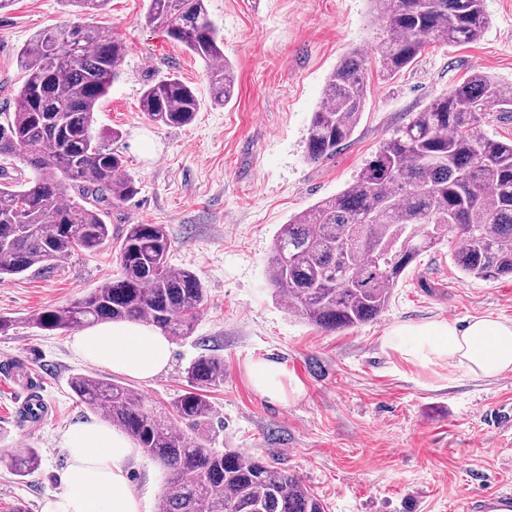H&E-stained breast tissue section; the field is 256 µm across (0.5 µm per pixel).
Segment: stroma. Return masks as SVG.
<instances>
[{
  "label": "stroma",
  "instance_id": "obj_1",
  "mask_svg": "<svg viewBox=\"0 0 512 512\" xmlns=\"http://www.w3.org/2000/svg\"><path fill=\"white\" fill-rule=\"evenodd\" d=\"M483 3L488 23L477 42L427 46L391 79L369 64L361 121L351 141L319 164L305 158L311 115L340 60L355 48L371 51L380 23L369 0H208L237 77L224 107L210 100L205 65L146 24L147 0H109L89 19L129 47L94 123L140 186L112 208V232L138 222L164 225L170 265L196 272L207 292L193 335L173 344L170 369L150 384H126L149 404L167 406L184 390L195 357L222 356L224 383L209 394L213 447L243 449L298 475L326 512H471V499L512 490V433L485 420L491 408L512 405V372L478 380L447 365L407 363L383 346L400 324L482 316L512 322V278L464 276L445 241L409 267L376 320L326 331L290 313L266 275L280 226L345 189L434 98L476 70L512 84V0ZM77 21L63 0H14L0 11V113L14 111L26 78L21 47L40 31ZM166 73L198 93L200 110L189 126L153 124L139 108L144 84ZM119 270L111 241L97 253L77 251L0 280V316L16 322L0 335V372L25 362L49 410L40 427H29L19 413L25 391L0 389V512L21 504L41 512L43 497L61 490L65 434L95 418L70 379L112 375L75 353L72 333H48L27 319L85 296ZM259 359L283 364L301 394L284 403L257 394L246 367ZM30 448L40 468L17 477L8 460ZM130 479L144 512H156L161 465L137 455Z\"/></svg>",
  "mask_w": 512,
  "mask_h": 512
}]
</instances>
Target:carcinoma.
Returning <instances> with one entry per match:
<instances>
[{"mask_svg": "<svg viewBox=\"0 0 512 512\" xmlns=\"http://www.w3.org/2000/svg\"><path fill=\"white\" fill-rule=\"evenodd\" d=\"M63 2L90 14L108 0ZM370 2L380 20L372 54L388 76L430 44L477 41L487 24L483 0ZM145 20L207 64L214 104L232 101L236 79L207 0H148ZM126 52L124 42L85 23L44 30L21 49L27 79L15 112L0 123V158L23 160L29 175L15 181L0 167V277L62 261L77 249L98 251L112 238L105 213L139 193L125 156L93 136L95 112ZM367 61L354 49L331 72L310 120L308 161L336 155L354 134L367 99ZM139 107L154 123L184 127L200 101L167 74L144 85ZM494 112L512 114V86L476 70L417 112L341 193L295 214L281 226L267 266L276 296L313 326L355 328L379 317L416 258L449 235L463 274L512 277V140L480 133ZM169 248L164 225H126L118 275L29 322L44 331L145 322L175 340L192 336L206 288L194 271L168 263ZM185 374L187 387L169 409L114 380H70L90 411L162 464L160 512H325L298 476L251 453L211 447L207 392L224 384L223 357L200 355ZM11 467L19 477L35 473L37 451L12 458Z\"/></svg>", "mask_w": 512, "mask_h": 512, "instance_id": "cac0c4a2", "label": "carcinoma"}]
</instances>
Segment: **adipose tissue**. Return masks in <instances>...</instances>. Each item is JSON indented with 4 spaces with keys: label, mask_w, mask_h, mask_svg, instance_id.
<instances>
[{
    "label": "adipose tissue",
    "mask_w": 512,
    "mask_h": 512,
    "mask_svg": "<svg viewBox=\"0 0 512 512\" xmlns=\"http://www.w3.org/2000/svg\"><path fill=\"white\" fill-rule=\"evenodd\" d=\"M383 343L405 361L425 367L447 364L478 379L512 371V322L492 317L398 325ZM72 347L84 360L142 383L169 369L173 350L160 329L127 322L86 328L74 337ZM246 372L260 396L287 401L284 366L257 360ZM64 446L68 465L63 487L45 496L41 512H142V499L129 481L136 448L125 435L101 422H83L66 434Z\"/></svg>",
    "instance_id": "adipose-tissue-1"
}]
</instances>
